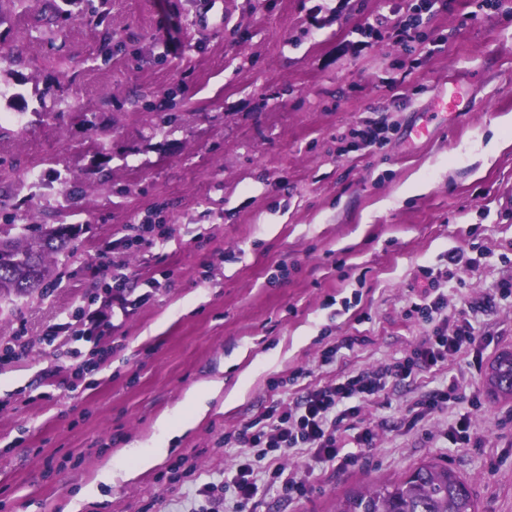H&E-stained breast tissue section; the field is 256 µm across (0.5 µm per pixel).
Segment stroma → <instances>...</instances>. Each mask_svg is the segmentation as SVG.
<instances>
[{"label": "stroma", "mask_w": 512, "mask_h": 512, "mask_svg": "<svg viewBox=\"0 0 512 512\" xmlns=\"http://www.w3.org/2000/svg\"><path fill=\"white\" fill-rule=\"evenodd\" d=\"M420 2L110 0L108 57L101 29L57 11V36L42 35L37 2L0 19L24 96L0 99L24 126L0 135V207L52 224L66 186L80 193L67 221L83 227L52 287L0 303V344L27 346L0 363V512H68L205 381L234 401L213 400L136 479L97 483L81 512H188L185 469L206 482L239 460L225 435L274 400L411 355L442 318L491 337L484 362L512 351V144L483 156L512 114V0L479 15L446 0L397 43L391 22ZM448 88L467 108L431 117ZM172 110L179 123L158 128ZM360 121L383 127L381 142L353 138ZM34 166L46 182L28 180ZM135 224L150 227L142 239ZM117 268L136 307L106 337L75 340L84 313L106 310ZM425 287L445 315L414 311ZM64 320L69 336L47 339ZM300 368L309 376L293 379ZM453 379L459 401L404 424ZM463 413L473 436L454 445ZM361 416L373 447L317 464L294 500L260 488L255 512H336L348 492L428 462L465 479L478 512H512V398L488 393L472 353L389 383Z\"/></svg>", "instance_id": "obj_1"}]
</instances>
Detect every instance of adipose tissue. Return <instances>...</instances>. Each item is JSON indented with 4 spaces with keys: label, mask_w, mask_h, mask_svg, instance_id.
<instances>
[{
    "label": "adipose tissue",
    "mask_w": 512,
    "mask_h": 512,
    "mask_svg": "<svg viewBox=\"0 0 512 512\" xmlns=\"http://www.w3.org/2000/svg\"><path fill=\"white\" fill-rule=\"evenodd\" d=\"M223 388V381L213 380L188 390L179 405L159 419L157 435L148 442L137 443L131 447L130 465L118 471L104 467L100 475L101 481L109 482L117 476L127 480L156 466L167 455L170 441L204 417L210 409L211 401Z\"/></svg>",
    "instance_id": "1"
}]
</instances>
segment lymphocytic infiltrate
Masks as SVG:
<instances>
[{"label": "lymphocytic infiltrate", "mask_w": 512, "mask_h": 512, "mask_svg": "<svg viewBox=\"0 0 512 512\" xmlns=\"http://www.w3.org/2000/svg\"><path fill=\"white\" fill-rule=\"evenodd\" d=\"M476 336L468 319L437 328L420 347L403 359L345 376L342 381L313 389L290 401L274 403L257 421L239 432L235 440L251 449L249 458L237 464L234 473H219L195 491L201 503L197 512H248L257 491L256 478L281 486L294 499L307 491L305 477L285 471L281 464L289 449H310L318 462L334 461L348 440L371 445L375 431L367 425L352 431L351 420L359 418L365 404L379 397L389 381L413 377L474 349Z\"/></svg>", "instance_id": "f902f5d3"}]
</instances>
